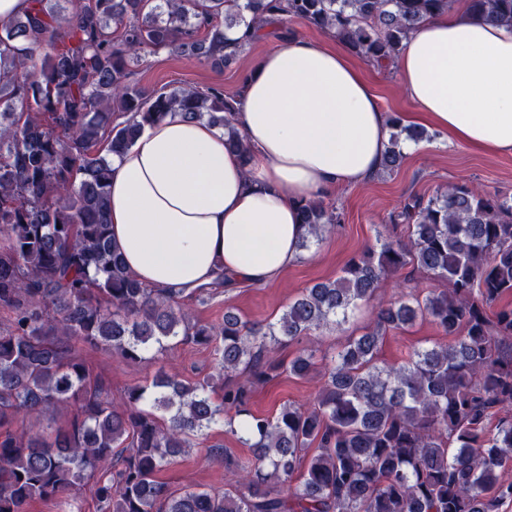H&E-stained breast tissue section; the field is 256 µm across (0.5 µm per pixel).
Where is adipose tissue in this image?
I'll use <instances>...</instances> for the list:
<instances>
[{"mask_svg":"<svg viewBox=\"0 0 512 512\" xmlns=\"http://www.w3.org/2000/svg\"><path fill=\"white\" fill-rule=\"evenodd\" d=\"M395 67L411 123L512 154V25L452 0L404 42ZM230 120L250 159L174 110L112 161L111 239L148 288L208 284L219 271L257 287L276 279L300 254L301 201L375 177L389 142L362 70L302 37L253 65Z\"/></svg>","mask_w":512,"mask_h":512,"instance_id":"1","label":"adipose tissue"}]
</instances>
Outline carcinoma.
Wrapping results in <instances>:
<instances>
[{"mask_svg": "<svg viewBox=\"0 0 512 512\" xmlns=\"http://www.w3.org/2000/svg\"><path fill=\"white\" fill-rule=\"evenodd\" d=\"M34 0L0 30V512L61 498L95 480L98 512H500L512 501V196L452 184L413 196L391 222L405 240L353 256L342 275L305 289L275 320L224 312L217 329L185 300L212 289L155 291L111 244V160L145 126L177 108L224 130L247 154L221 87L148 89L130 81L146 56L167 50L224 68L252 40L225 51V31L303 19L364 61L392 63L403 41L450 0ZM512 24V0H469ZM121 113L126 120L114 125ZM382 172L402 143L429 133L393 116ZM309 249L341 223L333 207L303 202ZM446 284L380 302L359 336L322 349L319 332L368 304L406 268ZM429 318L448 337L400 363L378 357L388 331ZM307 340L290 362L281 345ZM214 346L215 383L164 371L115 399L75 354L81 343L141 362L182 343ZM284 369L322 380L312 406L285 403L272 417L249 408L252 388ZM72 409L65 428L35 424ZM247 418L245 431L235 427ZM495 426H490L492 420ZM223 425L249 450L223 445L231 489L171 491L159 474ZM315 453L309 454L310 447Z\"/></svg>", "mask_w": 512, "mask_h": 512, "instance_id": "obj_1", "label": "carcinoma"}]
</instances>
